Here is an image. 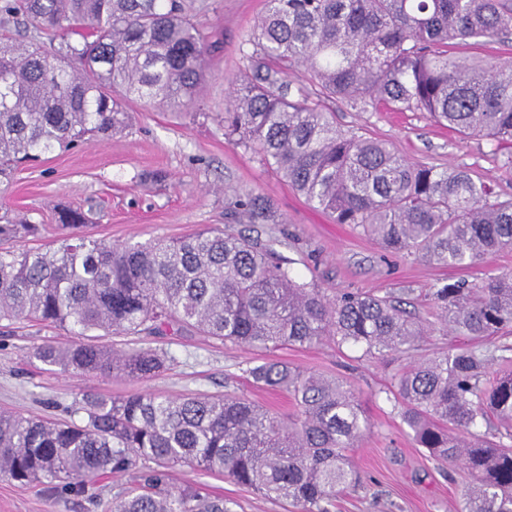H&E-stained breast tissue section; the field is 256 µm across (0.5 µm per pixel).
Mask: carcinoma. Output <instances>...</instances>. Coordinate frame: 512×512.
I'll return each mask as SVG.
<instances>
[{"instance_id":"carcinoma-1","label":"carcinoma","mask_w":512,"mask_h":512,"mask_svg":"<svg viewBox=\"0 0 512 512\" xmlns=\"http://www.w3.org/2000/svg\"><path fill=\"white\" fill-rule=\"evenodd\" d=\"M0 12L79 43L20 45L0 39V177L55 146L127 126L122 101L180 108L200 92L209 45L181 0H0ZM512 32V0H266L242 43L251 68L232 79L224 135L252 148L338 224H353L392 252L469 268L512 248V197L462 169L409 162L385 142L347 136L328 113L288 95V71L305 65L327 96L352 107L382 104L429 113L462 137L512 145V66L448 56ZM79 208L58 213L47 249L0 251V320L77 331L33 356L63 373L133 382L176 361L167 351L115 349L111 334L198 332L250 348L337 345L366 355L419 350L426 332L402 302L371 294L330 300L300 282L270 242L233 230L109 244L79 233ZM38 224H0V240L40 234ZM448 330L476 343L420 361L392 392L415 444L441 463H462L477 483L460 512H512V447L477 433L493 415L512 431V374L492 378L512 345L490 338L512 327V275L433 292ZM253 382L288 393L286 424L237 395L163 397L134 391L90 396L58 422L0 410V478L85 494L102 475L127 474L109 512H231L200 487L175 488L171 471L218 472L301 512H329L359 482L345 449L369 425L347 380L281 362L247 369Z\"/></svg>"}]
</instances>
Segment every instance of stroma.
<instances>
[{
	"label": "stroma",
	"instance_id": "35a3bbf8",
	"mask_svg": "<svg viewBox=\"0 0 512 512\" xmlns=\"http://www.w3.org/2000/svg\"><path fill=\"white\" fill-rule=\"evenodd\" d=\"M211 45L200 95L178 109L146 101L126 102L128 127L93 137L74 148L54 149L39 162L14 171L0 188V216L46 225V232L10 241L15 252L48 247L60 208L88 211L85 233L109 243L180 238L206 228H228L279 240L278 251L303 281L328 296L389 295L404 302L427 329L416 356L390 352L365 356L326 340L311 346L247 348L195 335L108 336L115 348L157 347L177 362L155 378L135 383L105 374L76 375L48 370L32 352L46 342L68 343L63 327L0 322V410L67 418L84 396L113 397L134 389L176 397L187 393H232L258 402L281 417L297 408L284 392L253 386L247 367L282 361L306 372L347 378L370 429L347 455L360 475L355 487L337 494L331 512H456L469 473L457 463L438 467L408 434L386 391L414 360L469 346L465 336L446 331L432 296L434 288L488 275L512 273V249L467 269L429 264L417 253H391L361 229L339 224L310 205L259 154L224 135L230 81L248 66L241 43L265 9V0H185ZM292 97L307 95L334 113L346 134L388 141L410 162L440 170L461 167L512 197L507 148L484 137L466 140L436 124L427 113L360 110L320 98L307 69L288 76ZM260 199L266 223H252L246 201ZM174 481L197 484L223 497L231 512H298L285 501L264 498L221 475L178 468ZM118 490L112 476L91 494L74 496L43 485L24 486L0 478V512H101V502Z\"/></svg>",
	"mask_w": 512,
	"mask_h": 512
}]
</instances>
